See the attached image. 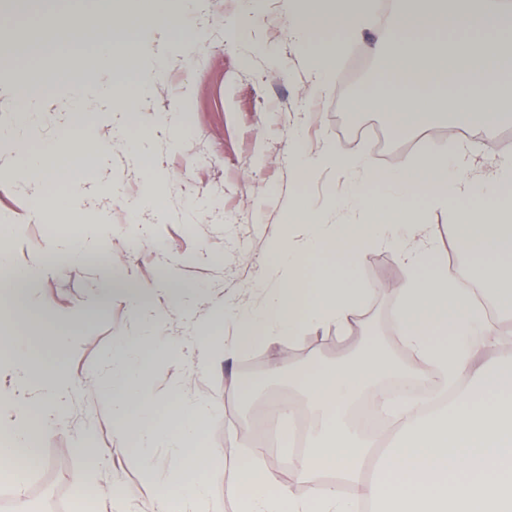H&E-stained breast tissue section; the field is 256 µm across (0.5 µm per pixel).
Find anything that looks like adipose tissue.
<instances>
[{"instance_id": "1", "label": "adipose tissue", "mask_w": 512, "mask_h": 512, "mask_svg": "<svg viewBox=\"0 0 512 512\" xmlns=\"http://www.w3.org/2000/svg\"><path fill=\"white\" fill-rule=\"evenodd\" d=\"M370 10L371 0H326L308 8L299 0H283L289 30L302 37L300 50L312 75L310 94L334 79L343 51L367 29ZM479 11L485 21L482 36L435 41L428 33L436 24L456 29L462 19L447 16L443 0H398L390 26L368 47L386 91L363 97L360 108L383 110L398 124L414 128L441 114L457 127L476 119L511 125L512 35H500L499 22L512 15V0H480ZM147 89L142 81L130 90L108 89L101 98L88 81L74 83L77 104L64 121L83 126L107 98L123 104L113 129L127 128L138 120ZM111 152V140L96 139L91 148L78 143L58 152L51 167L29 156L24 186L38 193L47 181ZM475 164L473 148L463 138L451 140L441 154L411 156L396 167H379L363 153H340L331 146L299 161L300 178L330 167L350 180L352 195L335 205L349 210V220L330 224L304 203H290L285 220L294 236L269 252L277 278L266 288L263 306L245 310L232 299L224 301V319L234 331L224 341L228 356L259 342L284 337L296 342L309 329L341 330L359 319L371 293L352 275V266L370 247L393 249L411 271L396 290L399 338L417 361L415 378L452 385L448 403L426 410L413 399L392 403L377 393L376 406L392 409L393 428L381 446H374L347 417L362 389L393 368L384 350L370 345L341 364L302 373L292 382L321 420L293 466L307 495L289 494L274 472L248 460L238 465L226 494L220 495L214 486L223 469L197 441L209 405L175 398L178 425L173 429L154 420L150 399H142L139 412H131L126 397L139 390V354L112 358L108 407L113 447L132 449L134 462L144 469L148 448L163 436L186 451L191 478L177 501L158 495L157 512H224L228 496L238 512H357L362 498L385 504L386 512H512V361L483 357L488 348L508 344L499 316L512 314V145L503 147L490 178L477 179ZM368 187L382 189L379 201L366 198ZM417 198L428 208L447 211L454 240L475 262L473 287L462 286L447 254L439 251L435 226L424 223L412 205ZM322 246L329 247L334 263L314 280L297 276L308 248ZM17 313L0 299V353L8 354L24 385L39 390L48 402L34 408L0 400V411L22 410L51 429L66 409L69 381L61 374L32 372V358L17 348L9 329ZM323 473L335 476V483L319 484Z\"/></svg>"}]
</instances>
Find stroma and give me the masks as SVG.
<instances>
[{
	"label": "stroma",
	"instance_id": "35a3bbf8",
	"mask_svg": "<svg viewBox=\"0 0 512 512\" xmlns=\"http://www.w3.org/2000/svg\"><path fill=\"white\" fill-rule=\"evenodd\" d=\"M250 5L248 0H160L154 35L142 44L139 63L127 66L118 52L111 67L97 74L106 85L129 84L156 67L167 70L165 81L148 97L140 124L101 167L71 172L52 181L51 192L34 198L23 187L21 165L11 162V144L0 143V235L12 266L26 269L44 244L33 224L72 228L71 251L46 254L26 290L10 296L16 307L31 310L15 331L34 355L36 368L65 373L72 388L62 424L41 430L38 457L25 464L29 480L24 495L8 499L10 512H49L56 501L75 499L71 476L79 470L87 474L89 493L124 492V512H154L160 491H178L174 479L185 474L184 451L168 442L150 449L148 479L121 449L111 448V457L102 461L81 451L88 440L110 448L112 439L107 398L89 382L88 369L134 328L124 297L108 292L113 267L126 268L140 287L169 289V333L204 342L215 358L206 374L186 376L181 392L209 404L199 440L228 475L237 463L252 458L273 470L292 494L307 493L282 453L258 456L238 444L254 407L273 391L287 389V380L268 377L281 361L304 372L335 365L375 341L399 363H412L396 340L392 319L395 287L409 270L387 248L369 249L353 269L372 289L360 322L341 331L313 330L294 344L282 339L230 359L224 356V338L231 333L224 321V298L234 295L246 307L258 306L252 285L265 280L269 245L284 234L285 202L301 198L320 211L328 207L330 192L343 196L349 190L332 170L298 180L294 139H301L309 157L332 144L340 152H362L376 164L393 166L409 155L442 151L455 136L445 121L399 134L388 113L359 108V95L380 87L366 46L378 26L367 31L365 43L349 49L335 81L312 97L307 93L312 77L288 36L281 0H257L258 19L246 27L242 20ZM0 8L10 16L7 26L0 27V110L15 107L24 94L59 100L58 109L38 115L37 135L26 142V150L42 155L108 133L112 117L107 106L91 114L82 131L63 125L59 112L68 106L64 85L78 78L85 53L95 49L93 42L72 39L64 26L75 13L91 25L119 19V0H0ZM34 14L56 24L35 54L29 51L33 33L23 23ZM173 110L179 113L176 122L163 123V114ZM144 136L151 137L153 149L135 169L128 155ZM471 136L477 171L484 175L495 168L503 146L512 143V126L477 127ZM86 216L109 226L99 238L106 262L80 255ZM55 332L67 341L52 348L44 338ZM161 364L174 370L183 358L149 352L142 359V390L154 400L158 419L169 412L167 377L157 370Z\"/></svg>",
	"mask_w": 512,
	"mask_h": 512
}]
</instances>
